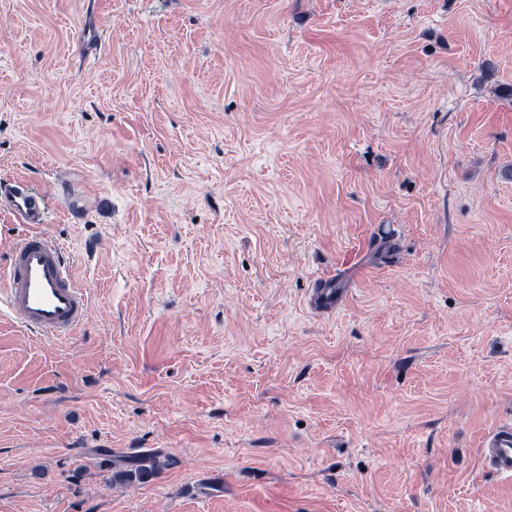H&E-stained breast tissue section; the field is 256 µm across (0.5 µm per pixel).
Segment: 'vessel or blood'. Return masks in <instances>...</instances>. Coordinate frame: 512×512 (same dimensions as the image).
I'll return each instance as SVG.
<instances>
[{
    "label": "vessel or blood",
    "instance_id": "vessel-or-blood-1",
    "mask_svg": "<svg viewBox=\"0 0 512 512\" xmlns=\"http://www.w3.org/2000/svg\"><path fill=\"white\" fill-rule=\"evenodd\" d=\"M0 195L21 223L35 227L43 223L44 196L32 191L26 180L14 181ZM340 302L335 276L314 280L309 297L313 311L329 314ZM0 316L38 339H64L84 325L89 316L87 290L78 283L63 244L37 229L20 241L0 264ZM481 459L492 474L512 479V422L497 424L488 432Z\"/></svg>",
    "mask_w": 512,
    "mask_h": 512
}]
</instances>
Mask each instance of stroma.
I'll list each match as a JSON object with an SVG mask.
<instances>
[{"label": "stroma", "instance_id": "obj_1", "mask_svg": "<svg viewBox=\"0 0 512 512\" xmlns=\"http://www.w3.org/2000/svg\"><path fill=\"white\" fill-rule=\"evenodd\" d=\"M19 176L90 313L0 319V512H512V0H0ZM339 288H336V275L317 277L313 282L309 297V307L319 314H330L341 302ZM481 459L492 474L512 479V422L499 423L488 432L482 443ZM128 461L130 469L116 474L125 481H132L134 479L139 481L145 480L164 470L170 469L176 463L174 456L162 449L132 456Z\"/></svg>", "mask_w": 512, "mask_h": 512}]
</instances>
